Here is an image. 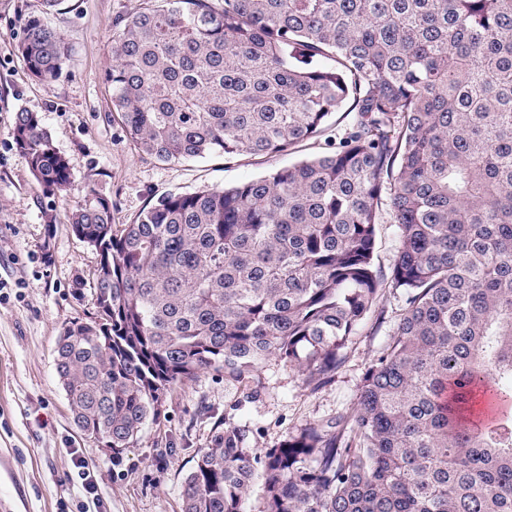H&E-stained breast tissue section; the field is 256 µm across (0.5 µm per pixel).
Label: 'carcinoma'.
Returning a JSON list of instances; mask_svg holds the SVG:
<instances>
[{
	"label": "carcinoma",
	"mask_w": 512,
	"mask_h": 512,
	"mask_svg": "<svg viewBox=\"0 0 512 512\" xmlns=\"http://www.w3.org/2000/svg\"><path fill=\"white\" fill-rule=\"evenodd\" d=\"M49 83L62 34L29 17L18 46ZM105 81L133 144L163 163L332 150L229 188L171 192L130 224L94 192L69 217L98 257L95 317L59 336L72 419L120 459L169 388L272 358L326 384L381 281L390 210L405 293L350 425L276 448L224 429L183 484V512H512V0H142L115 21ZM13 142L48 192L72 184L38 114Z\"/></svg>",
	"instance_id": "1"
}]
</instances>
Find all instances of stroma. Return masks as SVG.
<instances>
[{
	"mask_svg": "<svg viewBox=\"0 0 512 512\" xmlns=\"http://www.w3.org/2000/svg\"><path fill=\"white\" fill-rule=\"evenodd\" d=\"M141 0H0V512H182L183 481L198 454L230 426L249 430L252 447H278L302 428L354 414L360 380L386 346L405 308L388 286L400 240L380 224L375 266L384 287L352 337L335 377L310 388L293 367L270 361L248 382L207 372L171 386L120 461L75 427L55 369V346L70 322L88 319L96 254L71 233L69 215L92 190L128 224L169 192L227 188L290 161L321 155L341 137L349 113H334L324 136L286 157L224 160L216 155L162 163L139 152L112 110L104 81L112 25ZM61 32L70 57L51 83L30 77L18 53L31 16ZM34 112L69 162L71 189L48 194L16 150L19 112ZM84 468H77L76 459ZM97 488L87 494L82 471Z\"/></svg>",
	"mask_w": 512,
	"mask_h": 512,
	"instance_id": "1",
	"label": "stroma"
}]
</instances>
